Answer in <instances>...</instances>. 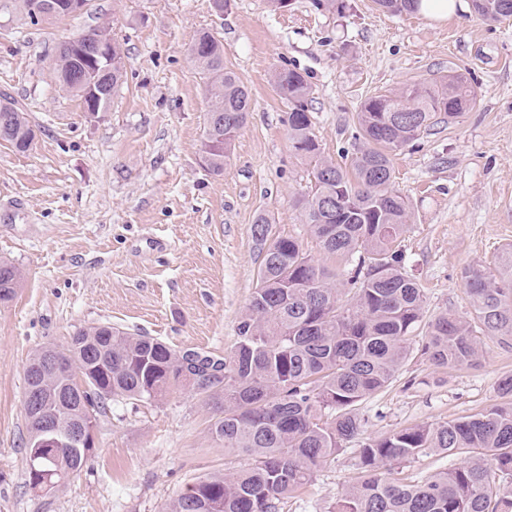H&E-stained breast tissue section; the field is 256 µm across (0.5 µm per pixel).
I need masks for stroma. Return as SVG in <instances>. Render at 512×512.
Returning <instances> with one entry per match:
<instances>
[{
    "label": "stroma",
    "mask_w": 512,
    "mask_h": 512,
    "mask_svg": "<svg viewBox=\"0 0 512 512\" xmlns=\"http://www.w3.org/2000/svg\"><path fill=\"white\" fill-rule=\"evenodd\" d=\"M90 0L81 13L37 24L0 15V95L26 113L36 137L26 152L0 143V260L22 283L0 303V512H165L187 488L231 474L244 458L211 434L216 411L191 387L162 400L109 401L81 471L52 491L26 483L25 371L38 348H66L100 323L176 350L231 355L236 325L257 285L252 235L258 213L275 233L348 287L350 263L328 257L296 202L310 165L288 135L275 71L306 76L308 110L325 156L361 147L356 114L367 98L450 74L477 91L450 124L394 152V187L411 204L405 268L423 287L425 317L470 309L463 272L494 267L512 244V18L488 22L471 7L440 21L391 15L372 0ZM108 27L125 82L106 111L84 112L51 69L58 43ZM224 45V63L252 99L223 174L199 154L208 97L189 47L199 32ZM24 206L9 212L13 200ZM512 347L485 339L476 364L440 368L414 342L392 385L367 398L364 435L436 424L502 403ZM356 444L320 467L284 512H329L358 478Z\"/></svg>",
    "instance_id": "1"
}]
</instances>
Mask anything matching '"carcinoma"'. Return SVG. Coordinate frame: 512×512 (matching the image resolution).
I'll return each instance as SVG.
<instances>
[{"mask_svg":"<svg viewBox=\"0 0 512 512\" xmlns=\"http://www.w3.org/2000/svg\"><path fill=\"white\" fill-rule=\"evenodd\" d=\"M385 12H411L417 0H373ZM39 0L4 3L33 24L47 16ZM486 21L512 17V0H473ZM206 79L209 109L201 145L208 146L207 169L224 173L231 145L247 122L250 96L241 77L224 67V47L208 32L190 49ZM106 73V85L124 83L121 49ZM90 65L74 49L55 56L60 87L87 104L84 82ZM274 88L288 102L292 148L313 163L314 186L298 200L300 221L309 225L323 251L358 257L355 291L337 288L336 274L316 263L298 239L272 232L266 213L254 221L259 248L258 284L237 324V342L224 358V377L198 391L212 400L224 395V412L212 423L224 451L250 460L230 476L213 475L178 495L167 512H281L283 500L347 444L358 440L359 480L336 499L330 512H512V402L440 424L393 430L361 439L362 402L387 389L406 360L423 322L425 293L405 270L400 238L410 205L393 189L392 153L410 145L437 123L450 122L475 103L464 76L366 99L357 113L362 148L343 165L322 155L307 107L311 88L292 69L274 74ZM3 141L26 152L35 131L17 107L0 112ZM21 275L0 261V302L10 301ZM470 297L467 316L442 313L427 323L424 350L434 365L473 364L479 335L512 345V247L504 248L492 270L464 271ZM48 347L37 349L25 374V393L37 389L45 410L64 428L97 420L110 398L152 402L171 390L196 383L181 377V352L149 336L110 325L79 330L59 354L72 363L69 376L35 377ZM85 399L89 405L80 403ZM25 454L44 437L42 415L27 403ZM90 449L67 448L47 465L75 476ZM432 454H465L459 466L415 480L399 477L393 465Z\"/></svg>","mask_w":512,"mask_h":512,"instance_id":"1","label":"carcinoma"}]
</instances>
